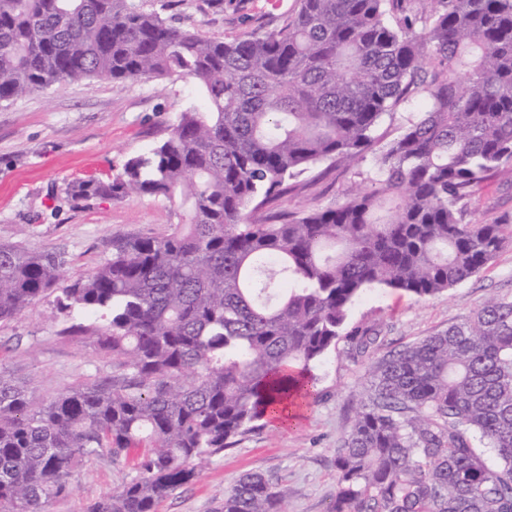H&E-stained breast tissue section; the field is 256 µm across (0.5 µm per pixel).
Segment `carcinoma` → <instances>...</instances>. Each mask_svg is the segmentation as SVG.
Masks as SVG:
<instances>
[{
	"label": "carcinoma",
	"instance_id": "obj_1",
	"mask_svg": "<svg viewBox=\"0 0 512 512\" xmlns=\"http://www.w3.org/2000/svg\"><path fill=\"white\" fill-rule=\"evenodd\" d=\"M190 80L204 109L75 201L178 205L162 236L112 242L65 286L52 251L0 243V321L57 288L63 329L112 375L41 401L0 367V512H44L66 476L141 450L139 473L86 512H155L258 422L317 401L311 374L370 287L440 294L492 262L512 226L469 206L512 175V0H297L272 33L226 41L147 0H0V103L63 81ZM422 117L374 150L379 121ZM373 175L324 210L272 205L321 163ZM330 512H512V297L375 362L336 449ZM287 489L241 476L217 512H285Z\"/></svg>",
	"mask_w": 512,
	"mask_h": 512
}]
</instances>
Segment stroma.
I'll return each instance as SVG.
<instances>
[{
    "mask_svg": "<svg viewBox=\"0 0 512 512\" xmlns=\"http://www.w3.org/2000/svg\"><path fill=\"white\" fill-rule=\"evenodd\" d=\"M295 0H175L177 24L224 40L268 33L287 24ZM203 94L185 80L152 78L62 82L0 104V243L53 250L65 274L87 275L112 255L114 240L169 234L179 219L168 202L132 195L75 202L70 179L117 172L130 157L164 138L179 114L201 105ZM359 173L332 172L306 182L275 203V210H318L342 201ZM470 217L491 223L512 217V176L493 175L472 202ZM512 296V243L478 274L430 299L373 287L351 308L349 327L380 330L378 347L353 356L338 340L313 365L320 399L286 422L262 421L234 447L203 466L198 479L162 499L157 512H214L240 475L255 472L288 488L287 512H329L336 491L334 458L363 395L369 368L389 352L463 322L490 297ZM55 294L0 322V367L43 400L105 376L112 361L87 342L62 337ZM138 453L103 456L70 471V493L47 512H85L87 504L121 490L135 476Z\"/></svg>",
    "mask_w": 512,
    "mask_h": 512,
    "instance_id": "obj_1",
    "label": "stroma"
}]
</instances>
